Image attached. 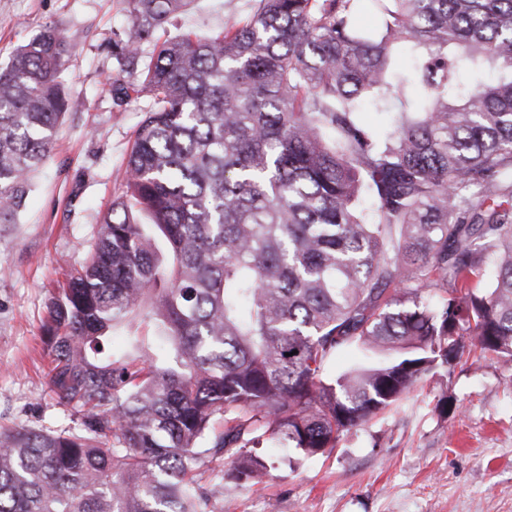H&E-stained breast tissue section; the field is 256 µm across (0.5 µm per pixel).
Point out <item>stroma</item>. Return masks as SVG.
Listing matches in <instances>:
<instances>
[{
  "label": "stroma",
  "instance_id": "35a3bbf8",
  "mask_svg": "<svg viewBox=\"0 0 512 512\" xmlns=\"http://www.w3.org/2000/svg\"><path fill=\"white\" fill-rule=\"evenodd\" d=\"M253 7L192 0L179 24L217 29ZM126 22L117 0H0V65L55 25L74 39L61 82L84 102L62 119L18 223L0 226V431L74 425L49 387L42 327L50 297L75 275L124 190L142 105L116 107L107 84L118 74L112 31ZM446 394L457 410L442 415L435 405ZM268 454L280 462L271 478L226 483L210 512H512V363L464 354L330 454L293 468L288 449Z\"/></svg>",
  "mask_w": 512,
  "mask_h": 512
}]
</instances>
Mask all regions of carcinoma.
Here are the masks:
<instances>
[{
	"label": "carcinoma",
	"instance_id": "1",
	"mask_svg": "<svg viewBox=\"0 0 512 512\" xmlns=\"http://www.w3.org/2000/svg\"><path fill=\"white\" fill-rule=\"evenodd\" d=\"M190 2L120 0L108 91L148 108L43 326L79 423L0 432V512H205L269 476L264 442L322 456L473 346L512 363V0H255L159 40ZM71 48L48 26L0 67V224L81 106ZM143 302L166 357L137 337L114 357ZM353 346L364 363L328 377Z\"/></svg>",
	"mask_w": 512,
	"mask_h": 512
}]
</instances>
